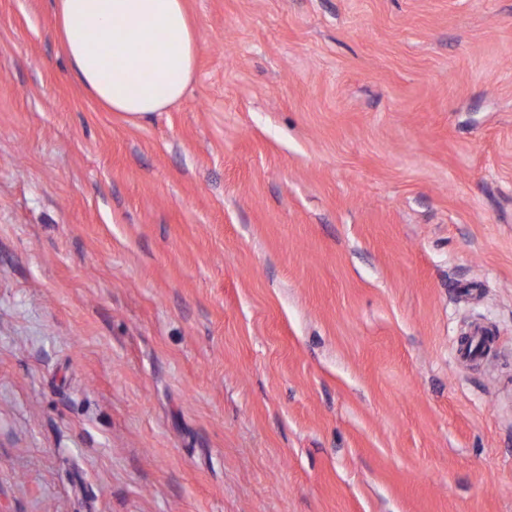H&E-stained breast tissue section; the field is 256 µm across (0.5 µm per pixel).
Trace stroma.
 <instances>
[{
    "mask_svg": "<svg viewBox=\"0 0 512 512\" xmlns=\"http://www.w3.org/2000/svg\"><path fill=\"white\" fill-rule=\"evenodd\" d=\"M0 0V512H512V0H186L184 98Z\"/></svg>",
    "mask_w": 512,
    "mask_h": 512,
    "instance_id": "obj_1",
    "label": "stroma"
}]
</instances>
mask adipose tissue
I'll list each match as a JSON object with an SVG mask.
<instances>
[{"label":"adipose tissue","mask_w":512,"mask_h":512,"mask_svg":"<svg viewBox=\"0 0 512 512\" xmlns=\"http://www.w3.org/2000/svg\"><path fill=\"white\" fill-rule=\"evenodd\" d=\"M53 30L76 79L110 112L165 111L195 75L199 43L186 0H56Z\"/></svg>","instance_id":"adipose-tissue-1"}]
</instances>
